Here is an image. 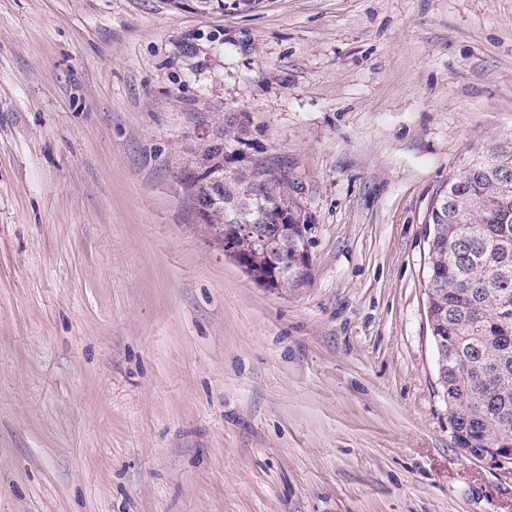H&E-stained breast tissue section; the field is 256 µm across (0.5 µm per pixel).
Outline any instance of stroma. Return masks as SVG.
Wrapping results in <instances>:
<instances>
[{
	"label": "stroma",
	"mask_w": 512,
	"mask_h": 512,
	"mask_svg": "<svg viewBox=\"0 0 512 512\" xmlns=\"http://www.w3.org/2000/svg\"><path fill=\"white\" fill-rule=\"evenodd\" d=\"M302 181L257 284L184 181ZM512 136V0H0V512H512L436 385L427 212ZM192 8L201 14H224L233 11L235 14L253 12L262 0H188Z\"/></svg>",
	"instance_id": "1"
}]
</instances>
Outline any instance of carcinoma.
<instances>
[{
	"instance_id": "cac0c4a2",
	"label": "carcinoma",
	"mask_w": 512,
	"mask_h": 512,
	"mask_svg": "<svg viewBox=\"0 0 512 512\" xmlns=\"http://www.w3.org/2000/svg\"><path fill=\"white\" fill-rule=\"evenodd\" d=\"M193 9L213 15L250 13L262 0H191ZM226 121L201 154L186 187L200 220L226 230L257 224L272 240L267 250L240 245L250 271L267 274L274 263L283 287L297 279L292 266L304 242L300 206L303 183L288 163L254 150L235 164L243 139ZM490 140L474 150L461 174L448 180L430 205L425 290L430 335L436 352L440 396H449L448 424L456 444L479 459L512 454V151ZM254 195L245 196L242 184Z\"/></svg>"
}]
</instances>
